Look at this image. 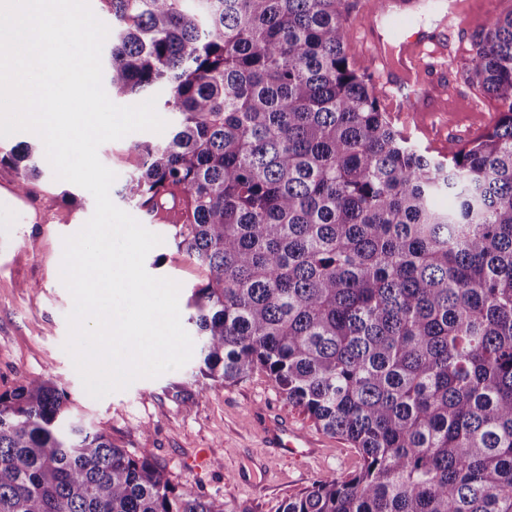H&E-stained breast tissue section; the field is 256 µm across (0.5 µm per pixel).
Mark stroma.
<instances>
[{
    "instance_id": "obj_1",
    "label": "stroma",
    "mask_w": 512,
    "mask_h": 512,
    "mask_svg": "<svg viewBox=\"0 0 512 512\" xmlns=\"http://www.w3.org/2000/svg\"><path fill=\"white\" fill-rule=\"evenodd\" d=\"M447 58L427 61L426 78L447 85L437 111L395 120V127L424 154L440 158L449 142L466 145L483 134L497 116V103L468 79L475 63L473 37L487 29L497 13L512 9V0H460ZM138 131L103 143L100 161L124 183L138 162L134 143L153 139ZM19 175L0 165V392L22 379L49 377L65 389L84 421L130 452L150 455L180 490L223 500L227 512H278L281 504L332 475L342 479L356 471L361 458L346 441L316 430L310 418L292 406L268 381L254 373L224 385L188 379L198 367L191 358L181 369L156 379H139L127 389L96 400L84 390L64 349L67 314L73 299L61 281L64 237L90 219L95 200L87 190L55 179L52 169L17 190ZM113 203L129 212L163 241L148 253L145 268L155 277L180 283V301L206 278V270L172 244L173 228L156 223L144 211L111 192ZM311 434L320 446L313 457L271 455L256 458L262 433L260 415Z\"/></svg>"
}]
</instances>
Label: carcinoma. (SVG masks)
I'll return each mask as SVG.
<instances>
[{
  "instance_id": "obj_1",
  "label": "carcinoma",
  "mask_w": 512,
  "mask_h": 512,
  "mask_svg": "<svg viewBox=\"0 0 512 512\" xmlns=\"http://www.w3.org/2000/svg\"><path fill=\"white\" fill-rule=\"evenodd\" d=\"M103 3L112 91L181 116L120 193L208 271L200 374L265 373L361 457L279 512H512V11L475 41L497 118L435 160L351 66L346 0ZM40 151L0 154L21 192ZM0 512L225 510L38 378L0 392Z\"/></svg>"
}]
</instances>
